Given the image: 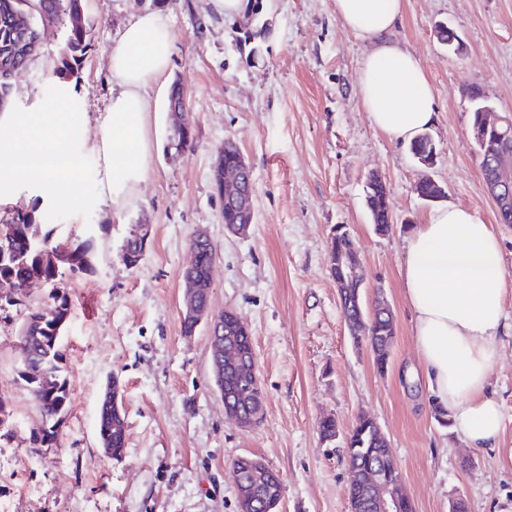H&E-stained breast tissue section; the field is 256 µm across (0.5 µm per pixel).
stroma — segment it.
<instances>
[{
	"label": "stroma",
	"mask_w": 512,
	"mask_h": 512,
	"mask_svg": "<svg viewBox=\"0 0 512 512\" xmlns=\"http://www.w3.org/2000/svg\"><path fill=\"white\" fill-rule=\"evenodd\" d=\"M403 3L390 37L416 55L433 88L430 167L373 126L357 93L369 44L341 25L334 0H262L264 32L250 44L239 20L225 19L212 0H87L90 47L71 87L88 118V138L71 141L82 156L85 203L60 208L27 184L0 183V215L35 208L39 234L67 248L91 236L97 251L94 271L33 283L19 304L0 310V512H238L231 464L241 456L279 475L278 512H350L342 437L362 414L393 448L415 512H450L459 500L469 512H512V328L489 385L503 406L500 444L469 448L434 418L400 275L404 238L433 208L415 192L429 176L444 188V204L496 225L512 325V224L497 221L463 91L477 83L490 105L512 115V0ZM154 9L169 25L170 65L148 89L145 176L117 211L101 192L102 161L89 138L112 101V45L128 21ZM441 24L459 35L461 53L438 42ZM62 45L61 29L43 32L40 53L13 79L15 111H35L47 98ZM175 82L188 92L193 132L191 148L179 154L168 148ZM228 139L253 174L255 219L244 237L225 232L224 203L212 186ZM373 173L390 192L393 229L385 235L365 204ZM135 224L150 225L151 235L131 269L121 250ZM339 225L356 243L365 307L382 300L395 317L384 373L367 343L350 335L330 274ZM199 230L213 246L210 310L234 311L252 336L264 412L249 428L225 413L207 328L182 333V272ZM56 291L71 303L62 347L71 403L53 441L38 447L42 418L19 376L18 330ZM112 376L127 430L117 459L104 454L96 423ZM327 415L341 434L332 444L318 433Z\"/></svg>",
	"instance_id": "stroma-1"
}]
</instances>
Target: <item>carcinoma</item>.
Masks as SVG:
<instances>
[{
  "instance_id": "cac0c4a2",
  "label": "carcinoma",
  "mask_w": 512,
  "mask_h": 512,
  "mask_svg": "<svg viewBox=\"0 0 512 512\" xmlns=\"http://www.w3.org/2000/svg\"><path fill=\"white\" fill-rule=\"evenodd\" d=\"M86 0H0V112H9L13 106V85L3 74L24 68L40 49L41 30L44 25L63 24L65 41L54 73L62 79L78 81L79 66L89 46L88 28L85 21ZM417 160L432 153L428 135L418 137L409 145ZM365 202L375 231L384 234L392 223V211L386 184L374 180L366 186ZM139 225L129 231L122 246L126 266L135 268L143 260ZM34 212L18 211L6 221L0 222V247L5 246L9 255L0 259V292L11 288L19 279L36 278L52 283L60 273V266L68 265L70 271L93 269L94 245L84 240L75 249L66 251L51 244L49 236L36 238ZM353 238L341 231L332 237L330 245V273L342 289L341 305L350 332L354 337L368 339L373 360L380 370L388 366L391 348L396 334L394 316L376 309L375 317L368 319L362 303L361 285L347 281L346 271L356 256ZM193 262L188 270L207 288L212 254L203 246L191 243ZM71 316L66 296L57 294L52 303L44 304L31 312L20 330L22 348L28 354L29 368L37 379L26 380L28 391L39 406L43 417L58 421L66 414L70 404V384L62 375L63 359L61 335ZM111 407L108 400L101 401L98 416V437L104 441L112 436V447L123 448L126 443L125 422L111 431ZM351 469L356 479L350 487V512H369L365 477L368 467H374L383 482L400 480L389 441L383 437L372 419L361 416L344 440ZM282 483L274 476L260 489L261 497L268 503L280 499Z\"/></svg>"
}]
</instances>
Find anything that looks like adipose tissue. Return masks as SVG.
Listing matches in <instances>:
<instances>
[{
	"instance_id": "1",
	"label": "adipose tissue",
	"mask_w": 512,
	"mask_h": 512,
	"mask_svg": "<svg viewBox=\"0 0 512 512\" xmlns=\"http://www.w3.org/2000/svg\"><path fill=\"white\" fill-rule=\"evenodd\" d=\"M344 28L371 41L362 62L359 93L375 128L413 140L434 120L431 85L410 52L387 41L402 0H334ZM172 40L161 13L131 21L110 51L112 102L99 126L95 150L103 161V188L122 207L144 175L149 150L143 116L147 89L166 72ZM60 94L36 112L0 114V181H23L66 207L84 203L81 160L70 142L87 121L82 103L61 79ZM404 296L413 313L412 335L433 403L448 409L467 447H497L502 413L489 378L506 327L505 274L494 225L471 210H433L406 238L401 267Z\"/></svg>"
}]
</instances>
